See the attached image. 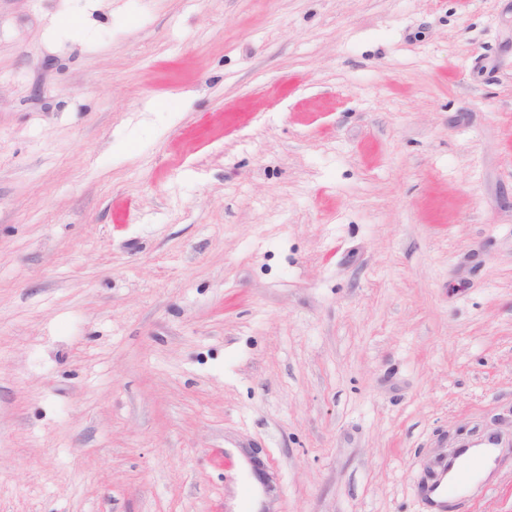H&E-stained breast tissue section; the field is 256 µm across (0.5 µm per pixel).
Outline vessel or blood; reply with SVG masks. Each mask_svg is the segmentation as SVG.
<instances>
[{"label": "vessel or blood", "mask_w": 512, "mask_h": 512, "mask_svg": "<svg viewBox=\"0 0 512 512\" xmlns=\"http://www.w3.org/2000/svg\"><path fill=\"white\" fill-rule=\"evenodd\" d=\"M500 440L493 435L484 439L459 444L429 484L427 496L436 512H448L450 499L471 493L483 481L484 473L492 469Z\"/></svg>", "instance_id": "vessel-or-blood-1"}]
</instances>
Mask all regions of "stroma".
<instances>
[{"instance_id": "stroma-1", "label": "stroma", "mask_w": 512, "mask_h": 512, "mask_svg": "<svg viewBox=\"0 0 512 512\" xmlns=\"http://www.w3.org/2000/svg\"><path fill=\"white\" fill-rule=\"evenodd\" d=\"M512 439V0H0V512H429ZM452 512H512V459ZM502 442L494 435L459 444L447 459L439 464L435 478L429 483L427 496L434 512H447L448 500L470 494L483 482V474L491 470L497 448Z\"/></svg>"}]
</instances>
